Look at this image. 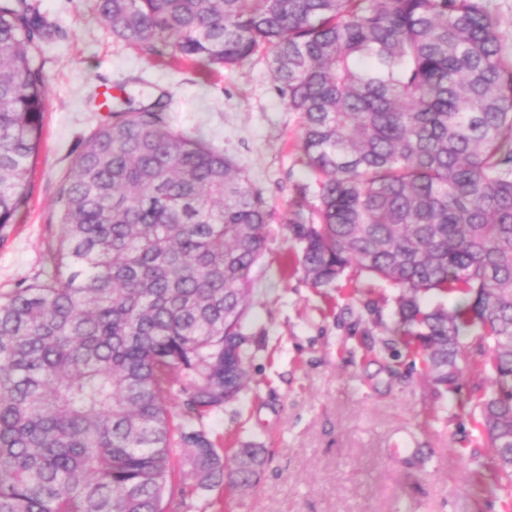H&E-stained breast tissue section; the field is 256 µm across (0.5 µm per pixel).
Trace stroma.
I'll use <instances>...</instances> for the list:
<instances>
[{
  "instance_id": "obj_1",
  "label": "stroma",
  "mask_w": 512,
  "mask_h": 512,
  "mask_svg": "<svg viewBox=\"0 0 512 512\" xmlns=\"http://www.w3.org/2000/svg\"><path fill=\"white\" fill-rule=\"evenodd\" d=\"M58 33L36 56L47 78L44 127L26 199L0 231V299L50 272L59 235L57 196L83 142L105 118L103 87L138 104L165 97L176 128L201 135L245 169L273 213L246 332L248 386L204 418L216 447L235 440L267 450L254 490L218 487L176 512H504L503 492L466 461L470 417L453 396L432 402L410 358L384 342L392 310L365 309L382 287L360 279L311 288L282 275L294 248L284 228L297 184L301 120L273 90L264 53L225 71L178 62L115 38L92 0H33Z\"/></svg>"
}]
</instances>
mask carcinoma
<instances>
[{"label": "carcinoma", "mask_w": 512, "mask_h": 512, "mask_svg": "<svg viewBox=\"0 0 512 512\" xmlns=\"http://www.w3.org/2000/svg\"><path fill=\"white\" fill-rule=\"evenodd\" d=\"M128 44L233 68L266 52L302 120L286 229L313 288L398 289L392 342L460 410L512 497V45L493 0H94ZM54 28L0 0V229L29 187ZM60 189L52 272L0 300V512H168L255 487L263 449L202 426L248 378V298L271 232L228 154L168 103L106 105ZM455 298L449 308L430 295ZM181 378V423L168 408ZM191 489L174 482L173 438Z\"/></svg>", "instance_id": "1"}]
</instances>
